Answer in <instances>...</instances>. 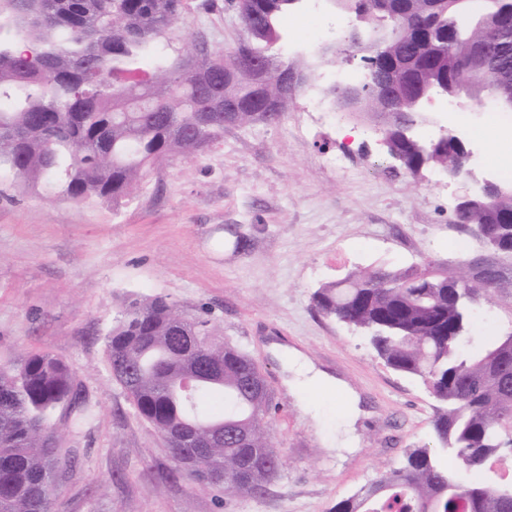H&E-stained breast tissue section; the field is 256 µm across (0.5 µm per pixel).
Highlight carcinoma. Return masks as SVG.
<instances>
[{"label":"carcinoma","instance_id":"obj_1","mask_svg":"<svg viewBox=\"0 0 512 512\" xmlns=\"http://www.w3.org/2000/svg\"><path fill=\"white\" fill-rule=\"evenodd\" d=\"M336 2L368 17L367 37L384 43L374 60L379 78L393 73L404 85L396 121L380 123L402 169L414 176L425 168L461 169L452 143L424 151L426 137L405 139L401 121L419 123L428 96L457 80L482 92L487 68L497 75L491 95L499 102L512 97V26L501 25L503 15H512V0H374L371 13L363 9L367 0ZM298 8L294 0H241L238 41L263 64L262 82L239 67L228 80V51L218 50L200 57L211 75L199 88L189 84L182 57L160 48L184 0H0V169L30 189L118 203L148 169L195 158L224 137V113H211L202 127L196 107L209 94H223L226 83L241 108L238 125L279 122L290 100L282 81L288 62L271 49L285 37L281 19ZM50 64L60 75L53 85L42 79ZM387 110L371 99L348 108L376 118ZM499 187L498 206L468 207L458 222L512 243V185ZM463 287L462 276L424 262L353 272L314 291L321 315L364 332L394 371L434 382L438 403L435 446L410 449L403 465L333 512H512V481L484 473L499 432L512 425V333L476 352L464 349L473 305ZM188 337L198 339L205 368H195L194 387L181 392ZM105 342L108 361L127 365L115 380L160 436L224 431V447L192 449L197 471L172 467L161 480L180 474L226 496L266 491L282 468L272 444L273 396L249 381L245 353L221 340L211 319L184 314L162 296L135 298ZM61 405L77 416L85 412L60 359L40 353L13 371L0 368V512H56L57 482L75 464L53 444L51 415ZM244 430L248 448L237 437Z\"/></svg>","mask_w":512,"mask_h":512}]
</instances>
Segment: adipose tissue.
Wrapping results in <instances>:
<instances>
[{
	"label": "adipose tissue",
	"mask_w": 512,
	"mask_h": 512,
	"mask_svg": "<svg viewBox=\"0 0 512 512\" xmlns=\"http://www.w3.org/2000/svg\"><path fill=\"white\" fill-rule=\"evenodd\" d=\"M271 350L282 361L287 372L284 384L288 392L298 400L303 411L308 412L312 409V402L309 398L311 392L335 390L342 393L344 400L343 424L346 433L338 440L330 436L324 437L323 444L333 450L354 451L356 437L352 427L360 415L358 395L327 371L316 368L297 348L275 343L272 344Z\"/></svg>",
	"instance_id": "1"
}]
</instances>
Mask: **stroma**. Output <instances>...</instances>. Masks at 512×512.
Returning <instances> with one entry per match:
<instances>
[{
    "label": "stroma",
    "instance_id": "35a3bbf8",
    "mask_svg": "<svg viewBox=\"0 0 512 512\" xmlns=\"http://www.w3.org/2000/svg\"><path fill=\"white\" fill-rule=\"evenodd\" d=\"M199 2L187 0L162 39L168 56L198 37L215 51L235 46L238 22ZM355 22L326 0H308L277 50L305 75L282 120L225 126L202 156L155 168L121 204L62 200L0 172V366L51 354L70 366L92 410L83 424L64 409L53 419L58 453L77 456L57 484L60 512H332L402 465L410 449L433 446L436 402L427 387L314 306L316 289L352 272L424 260L453 271L498 263L504 285L475 304L472 344L512 332V257L476 246L457 224L462 184L433 169L393 174L367 116L315 111L314 95L360 77L336 40ZM440 125L499 133L512 155V112L489 98L435 104L422 131ZM155 296L208 314L262 368L284 462L265 493L227 497L183 476L159 482L170 463L166 443L113 378L105 346L128 301ZM274 341L364 397L372 414L357 425V452L341 460L324 448V436L341 431V398L315 393L321 422L313 424L283 387Z\"/></svg>",
    "mask_w": 512,
    "mask_h": 512
}]
</instances>
